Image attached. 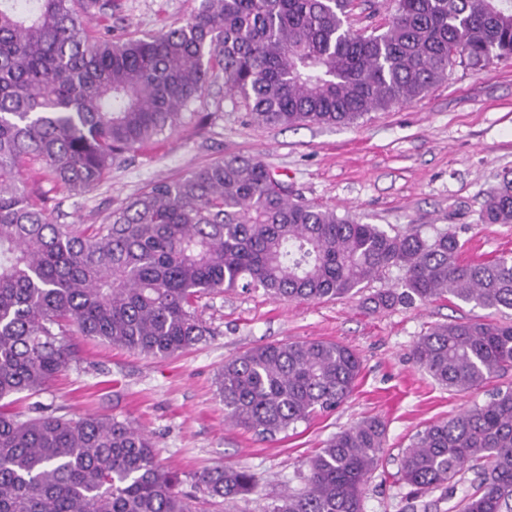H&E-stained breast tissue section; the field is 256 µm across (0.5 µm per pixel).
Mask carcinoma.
Wrapping results in <instances>:
<instances>
[{
	"label": "carcinoma",
	"instance_id": "cac0c4a2",
	"mask_svg": "<svg viewBox=\"0 0 512 512\" xmlns=\"http://www.w3.org/2000/svg\"><path fill=\"white\" fill-rule=\"evenodd\" d=\"M353 7L201 0L178 26L114 39L90 33L100 0H0V400L41 390L75 360L68 325L147 357L183 353L207 334L195 305L214 291L340 299L395 268L402 277L369 297L371 310L448 296L512 310V256L468 261L454 234L339 217L292 198L256 158L155 182L90 233L52 223L19 179L32 167L73 193L101 183L118 158L174 131L217 70L259 124L348 125L421 97L457 65L512 59V0H395L383 31L352 29ZM479 221L512 224V178L487 193ZM412 357L468 394L512 369V324H436ZM361 370L342 343L286 341L225 360L216 385L226 421L273 437L336 410ZM385 443L378 418L337 432L267 512H364ZM468 471L459 512H512V387L426 425L398 463L420 495L451 492ZM260 482L233 466L199 478L228 506ZM179 484L126 422L0 410V512H190Z\"/></svg>",
	"mask_w": 512,
	"mask_h": 512
}]
</instances>
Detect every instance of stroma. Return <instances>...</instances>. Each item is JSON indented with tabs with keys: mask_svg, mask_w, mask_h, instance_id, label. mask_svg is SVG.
Instances as JSON below:
<instances>
[{
	"mask_svg": "<svg viewBox=\"0 0 512 512\" xmlns=\"http://www.w3.org/2000/svg\"><path fill=\"white\" fill-rule=\"evenodd\" d=\"M199 4L112 0L101 24L116 37L150 35L177 25ZM193 110L165 140L119 158L91 191L74 194L42 182L53 223L88 229L154 182L240 155L260 158L294 195L337 216L390 233L454 232L468 260L512 253V224L478 221L487 191L512 171V60L479 71L455 68L422 98L367 113L350 126L255 123L220 77ZM387 285L376 280L345 298L312 303L279 302L260 289L204 295L196 313L207 336L166 359L74 336L78 361L40 392L15 395L12 408L25 416L38 409L69 418L100 414L144 430L157 444L160 464L193 494L196 512H224L196 482L219 465L261 475L258 493L239 500L235 512H265L282 492L299 487L304 462L327 440L376 417L386 425L385 454L366 485L364 512H456L442 491L417 496L399 482L398 458L426 424L483 402L486 394L438 384L411 352L434 324L502 316L453 298L371 311L368 297ZM288 340L338 341L357 352L362 372L347 402L271 438L226 422L216 386L225 359Z\"/></svg>",
	"mask_w": 512,
	"mask_h": 512,
	"instance_id": "35a3bbf8",
	"label": "stroma"
}]
</instances>
